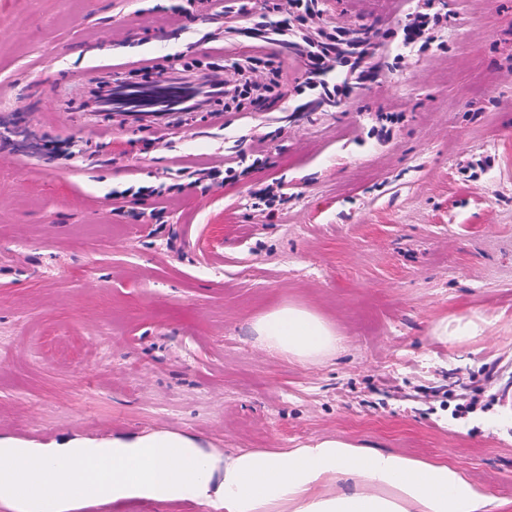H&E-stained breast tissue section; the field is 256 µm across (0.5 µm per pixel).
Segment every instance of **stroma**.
<instances>
[{
    "instance_id": "35a3bbf8",
    "label": "stroma",
    "mask_w": 512,
    "mask_h": 512,
    "mask_svg": "<svg viewBox=\"0 0 512 512\" xmlns=\"http://www.w3.org/2000/svg\"><path fill=\"white\" fill-rule=\"evenodd\" d=\"M223 3L0 0V435L167 429L219 454L336 435L511 501L512 0ZM419 12L440 22L411 42ZM362 26L372 79L333 105L298 42ZM164 69L234 94L161 125L79 108L95 75ZM274 301L326 314L341 349L257 347ZM471 309L475 343L432 339Z\"/></svg>"
}]
</instances>
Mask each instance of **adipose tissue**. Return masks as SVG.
<instances>
[{"label":"adipose tissue","instance_id":"adipose-tissue-1","mask_svg":"<svg viewBox=\"0 0 512 512\" xmlns=\"http://www.w3.org/2000/svg\"><path fill=\"white\" fill-rule=\"evenodd\" d=\"M489 325L465 311L432 337L471 344ZM260 348L303 366L341 338L322 314L277 304L256 315ZM193 501L212 512H503L506 503L445 461L320 436L294 448H241L217 457L196 435L159 430L109 439L65 436L49 445L0 435V503L13 512H69L81 501Z\"/></svg>","mask_w":512,"mask_h":512}]
</instances>
